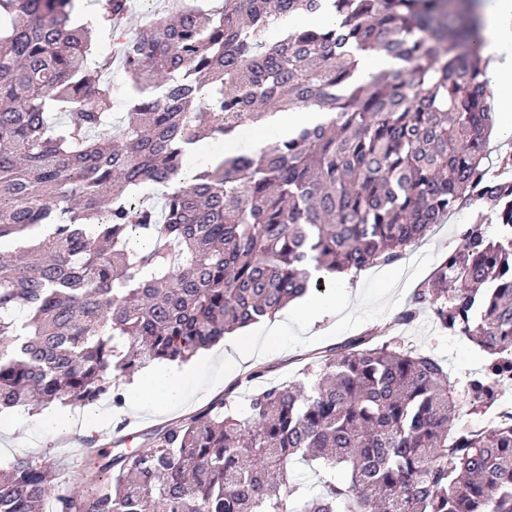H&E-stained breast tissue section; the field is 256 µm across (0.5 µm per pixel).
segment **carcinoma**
Listing matches in <instances>:
<instances>
[{
    "mask_svg": "<svg viewBox=\"0 0 512 512\" xmlns=\"http://www.w3.org/2000/svg\"><path fill=\"white\" fill-rule=\"evenodd\" d=\"M76 2L0 0V410L118 406L113 372L190 360L320 285L312 269L393 263L468 200L475 222L402 320L430 311L487 363L460 386L361 337L307 385L256 369L240 380L255 386L246 416L218 400L102 465L89 448L95 489L53 512H512V180L491 170V92L458 0H163L128 35L129 0L79 21ZM323 9L336 24L269 40ZM96 28L119 30L131 84L108 77ZM372 53L399 67L359 83ZM270 107L329 119L257 158L211 167L188 151ZM149 185L165 188L158 209ZM463 406L493 420L456 424ZM296 460L317 472L305 498L288 493ZM52 473L8 461L0 512H46Z\"/></svg>",
    "mask_w": 512,
    "mask_h": 512,
    "instance_id": "carcinoma-1",
    "label": "carcinoma"
}]
</instances>
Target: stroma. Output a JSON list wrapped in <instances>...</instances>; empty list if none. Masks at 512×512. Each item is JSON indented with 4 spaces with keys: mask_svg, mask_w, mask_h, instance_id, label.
<instances>
[{
    "mask_svg": "<svg viewBox=\"0 0 512 512\" xmlns=\"http://www.w3.org/2000/svg\"><path fill=\"white\" fill-rule=\"evenodd\" d=\"M474 214V206L467 205L450 215L428 237L407 248L396 266L362 271L350 277L344 287L330 280L325 286L314 289L316 298L329 302V315L310 324L288 320L280 332L278 353L265 356L259 362L267 380L301 379L304 365L315 363L322 351L371 330L379 333L381 340L392 339L414 352L438 359L451 379L462 382L479 372L484 364L483 353L466 339L443 331L428 311H420L408 324L400 320L401 313L411 304L415 289L430 278L458 244ZM241 376L238 370L225 373L220 386L208 392L195 390L193 380L184 379L183 385L191 390L194 402L180 411L158 412L145 398L134 409L126 404L114 407L108 400L96 402V409L106 419L102 433L106 448L117 452L146 444L153 429L179 423L219 398L226 399L235 412L246 413L253 389L241 384ZM30 418L28 410L17 408L11 420L0 419V459L27 457L37 463H54L58 467L56 490L60 493L84 486L85 473L78 446L65 445L62 437L44 434L35 428L30 429L23 441L11 432V423H22ZM119 420L126 422L130 441L114 440L113 428Z\"/></svg>",
    "mask_w": 512,
    "mask_h": 512,
    "instance_id": "stroma-1",
    "label": "stroma"
}]
</instances>
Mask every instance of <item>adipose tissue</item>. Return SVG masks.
Instances as JSON below:
<instances>
[{"mask_svg":"<svg viewBox=\"0 0 512 512\" xmlns=\"http://www.w3.org/2000/svg\"><path fill=\"white\" fill-rule=\"evenodd\" d=\"M480 18L478 33L481 57L488 63L493 77L512 73V0H480L477 8ZM324 119L323 111L310 107L298 112L281 109L269 110L266 117L268 135L252 141L249 156H259L270 143L271 137L291 136L298 128L313 126ZM224 362V347L216 345L208 351L201 363L184 366L155 364L142 369L130 385L133 397L149 396L156 407L168 409L183 404L181 381L198 376L201 368ZM35 422L48 434L66 435L77 431L87 435L100 431L98 412L90 407L67 410L55 406L42 409Z\"/></svg>","mask_w":512,"mask_h":512,"instance_id":"ef3b65f1","label":"adipose tissue"}]
</instances>
